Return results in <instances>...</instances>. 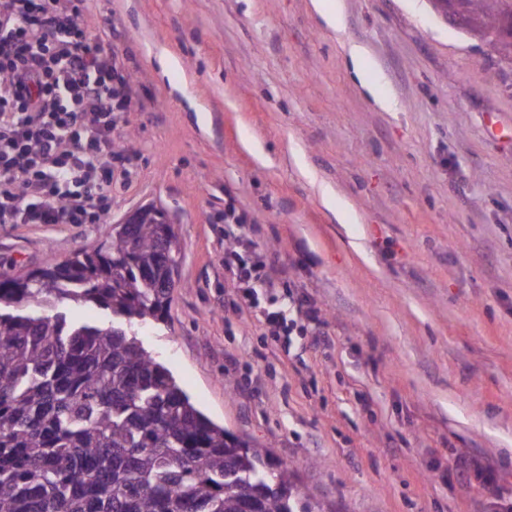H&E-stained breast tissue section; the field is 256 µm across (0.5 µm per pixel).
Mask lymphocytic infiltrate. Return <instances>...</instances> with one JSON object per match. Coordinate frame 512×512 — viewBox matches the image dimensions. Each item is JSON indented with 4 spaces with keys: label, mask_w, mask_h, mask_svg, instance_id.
<instances>
[{
    "label": "lymphocytic infiltrate",
    "mask_w": 512,
    "mask_h": 512,
    "mask_svg": "<svg viewBox=\"0 0 512 512\" xmlns=\"http://www.w3.org/2000/svg\"><path fill=\"white\" fill-rule=\"evenodd\" d=\"M88 0H0V224H101L112 207L114 130L131 102L112 47L82 23ZM238 238L224 265L260 307L273 265Z\"/></svg>",
    "instance_id": "obj_1"
}]
</instances>
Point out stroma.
I'll use <instances>...</instances> for the list:
<instances>
[{
    "label": "stroma",
    "instance_id": "stroma-1",
    "mask_svg": "<svg viewBox=\"0 0 512 512\" xmlns=\"http://www.w3.org/2000/svg\"><path fill=\"white\" fill-rule=\"evenodd\" d=\"M331 4L332 27L311 0H94L84 25L109 35L132 88L112 213L0 224V273L94 249L159 206L178 286L164 321L132 329L200 410L268 448L312 512H505L512 60L431 0ZM230 205L243 241L286 270L259 297L289 335L228 303ZM457 454L498 469V490L449 468Z\"/></svg>",
    "mask_w": 512,
    "mask_h": 512
}]
</instances>
